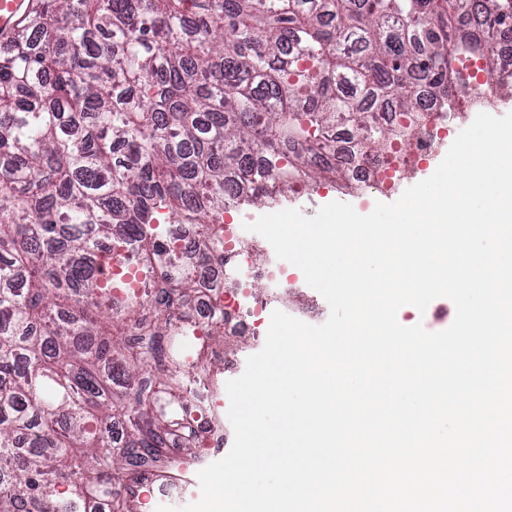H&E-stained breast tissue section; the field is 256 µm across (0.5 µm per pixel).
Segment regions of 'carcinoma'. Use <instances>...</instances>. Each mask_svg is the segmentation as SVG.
I'll list each match as a JSON object with an SVG mask.
<instances>
[{"mask_svg": "<svg viewBox=\"0 0 512 512\" xmlns=\"http://www.w3.org/2000/svg\"><path fill=\"white\" fill-rule=\"evenodd\" d=\"M508 38L512 0H43L0 53V512H141V482L181 487L215 367L180 348L198 288L166 225L224 259L226 201L353 181L427 100L494 106ZM112 240L150 293L99 284Z\"/></svg>", "mask_w": 512, "mask_h": 512, "instance_id": "obj_1", "label": "carcinoma"}]
</instances>
